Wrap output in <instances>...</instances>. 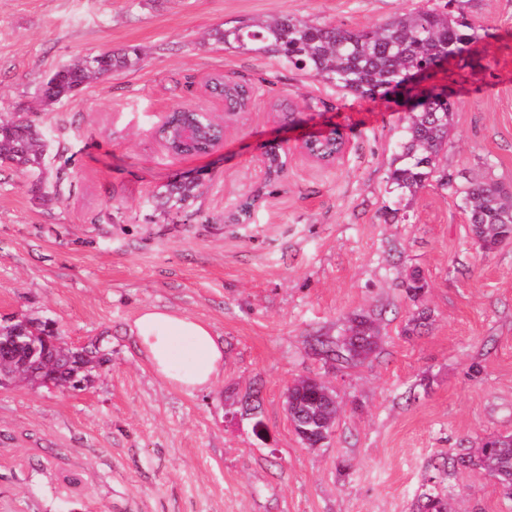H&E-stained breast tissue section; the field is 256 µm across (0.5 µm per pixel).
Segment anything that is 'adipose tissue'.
<instances>
[{"instance_id":"obj_1","label":"adipose tissue","mask_w":512,"mask_h":512,"mask_svg":"<svg viewBox=\"0 0 512 512\" xmlns=\"http://www.w3.org/2000/svg\"><path fill=\"white\" fill-rule=\"evenodd\" d=\"M130 333L151 369L188 390L210 389L224 365V346L203 322L157 307L140 310Z\"/></svg>"}]
</instances>
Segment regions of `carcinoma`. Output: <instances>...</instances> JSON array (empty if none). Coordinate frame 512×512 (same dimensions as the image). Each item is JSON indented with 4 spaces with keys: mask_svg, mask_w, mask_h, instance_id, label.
<instances>
[{
    "mask_svg": "<svg viewBox=\"0 0 512 512\" xmlns=\"http://www.w3.org/2000/svg\"><path fill=\"white\" fill-rule=\"evenodd\" d=\"M478 27L467 22L462 13H438L418 9L398 15L381 24L348 29L318 24L304 19L281 16L255 21L226 22L208 33V39L242 54L263 53L282 64L302 71L341 91L376 100L387 95L392 86H400L404 76L423 67L436 65L444 58L465 60L468 44L477 38ZM140 61L138 49L122 54L102 52L89 55L51 72L41 88L44 105L52 106L71 96L82 86L117 69H132ZM213 93L226 98L232 106H242L249 98L246 85L216 79ZM403 127L399 151L393 160L389 180L402 198L414 195L436 183L443 189L453 187L454 178L441 165L440 153L448 145L452 107L447 100L425 96L418 102ZM44 152V133L22 118L0 120V157L17 168H37ZM196 184L184 182L157 196V207L164 213L180 209L195 196ZM474 236L482 246L493 250L512 239V196L496 183L471 179L459 190ZM412 299L421 295L428 283L418 271L405 283ZM38 333L39 344L49 355L62 357L69 352L67 342L49 330L48 321L30 319ZM377 331L371 316L357 314L350 320L349 336L328 347L326 353L345 362L364 358L377 347ZM16 384L34 387L40 379L54 387H70V370L52 365L43 374L25 367L14 376ZM314 385L303 378L293 385L298 415L296 431L300 439H312L335 427L337 408L313 397ZM479 466L494 476L505 494L512 496V436H500L491 445L476 449L474 455L461 458V464Z\"/></svg>",
    "mask_w": 512,
    "mask_h": 512,
    "instance_id": "obj_1",
    "label": "carcinoma"
}]
</instances>
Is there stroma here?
Masks as SVG:
<instances>
[{
	"instance_id": "obj_1",
	"label": "stroma",
	"mask_w": 512,
	"mask_h": 512,
	"mask_svg": "<svg viewBox=\"0 0 512 512\" xmlns=\"http://www.w3.org/2000/svg\"><path fill=\"white\" fill-rule=\"evenodd\" d=\"M445 3L0 0V120L47 137L41 175L0 165V318L51 319L109 358L82 390L0 387V512H416L428 495L450 512H512L495 478L456 462L512 434V241L483 250L459 197L437 185L395 197L407 105L200 44L234 19L364 28ZM461 7L479 40L420 86L454 104L449 174L512 190V0ZM132 48L136 68L40 102L58 65ZM216 74L252 86L248 111L225 116L204 88ZM178 103L223 119V143L169 153L152 129ZM333 130L337 161L300 154ZM273 150L286 160L276 176L262 167ZM193 178L189 206L154 210V195ZM416 270L428 287L413 300L403 284ZM147 306L198 318L223 342L210 390L151 371L129 333ZM359 313L376 319L378 349L353 363L322 355L317 339ZM302 376L339 404L317 448L285 412Z\"/></svg>"
}]
</instances>
